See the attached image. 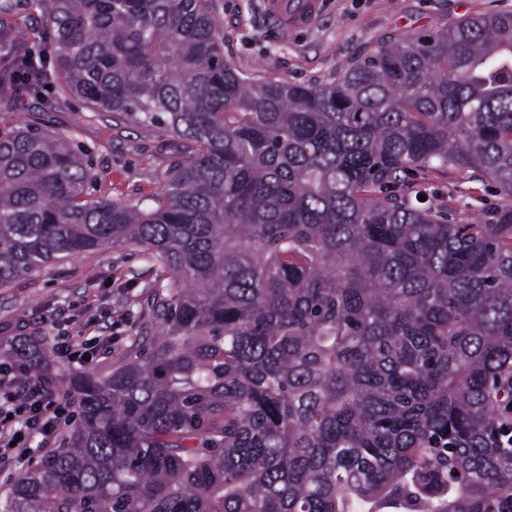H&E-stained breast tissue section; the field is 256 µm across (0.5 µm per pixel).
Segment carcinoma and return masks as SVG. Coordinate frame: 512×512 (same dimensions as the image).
Listing matches in <instances>:
<instances>
[{"mask_svg": "<svg viewBox=\"0 0 512 512\" xmlns=\"http://www.w3.org/2000/svg\"><path fill=\"white\" fill-rule=\"evenodd\" d=\"M36 4L67 95L184 158L149 204L89 200L69 138L0 128V286L117 246L168 274L0 512H512V11L299 85L224 58L210 0ZM433 172L498 200L455 220Z\"/></svg>", "mask_w": 512, "mask_h": 512, "instance_id": "cac0c4a2", "label": "carcinoma"}]
</instances>
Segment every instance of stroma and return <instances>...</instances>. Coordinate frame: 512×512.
Returning <instances> with one entry per match:
<instances>
[{
	"instance_id": "obj_1",
	"label": "stroma",
	"mask_w": 512,
	"mask_h": 512,
	"mask_svg": "<svg viewBox=\"0 0 512 512\" xmlns=\"http://www.w3.org/2000/svg\"><path fill=\"white\" fill-rule=\"evenodd\" d=\"M0 15V71L16 58L43 53L53 58L51 31L31 0H13ZM224 55L243 72L288 77L311 85L327 79L351 59L401 35L431 32L491 11H512V0H318L307 24L290 27L268 14L265 0H212ZM27 40L13 46L10 30ZM44 82L0 98V123L31 121L70 135L88 160L94 181L89 199L101 196L145 200L160 192L175 159L166 140L135 125L117 126L105 112L67 97L54 65ZM165 275L142 252L114 247L80 254L0 287V360L19 352L20 337L50 342L72 326L93 344L112 339V349L85 363L84 371L111 369L123 355L145 348L154 324L153 298Z\"/></svg>"
}]
</instances>
